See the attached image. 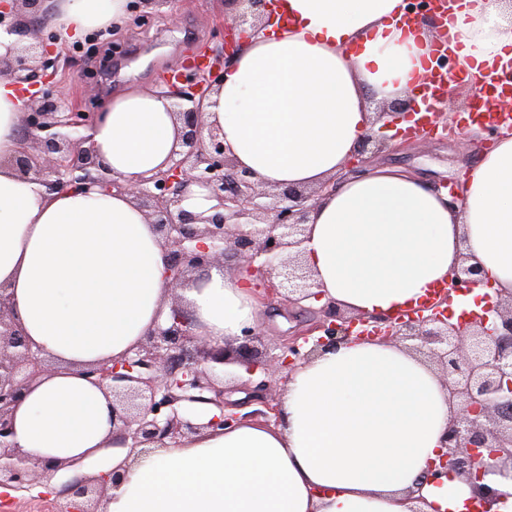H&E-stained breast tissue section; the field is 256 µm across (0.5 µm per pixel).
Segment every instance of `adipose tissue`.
<instances>
[{
    "instance_id": "1",
    "label": "adipose tissue",
    "mask_w": 512,
    "mask_h": 512,
    "mask_svg": "<svg viewBox=\"0 0 512 512\" xmlns=\"http://www.w3.org/2000/svg\"><path fill=\"white\" fill-rule=\"evenodd\" d=\"M129 0H46L60 40L122 31ZM406 0H274L248 31L205 120L263 185L319 187L304 258L342 308L391 316L422 304L461 257L481 283L454 299L512 292V132L465 169L461 198L394 167L349 174L359 141L376 130L368 102L421 101L437 68L436 32L408 24ZM448 52L480 85L512 67V0H450ZM26 99L0 78V286L23 335L53 362L13 413V449L35 461L80 460L112 470L99 512H468L472 487L428 463L452 415L439 374L405 346L347 341L293 371L280 420H249L147 448L112 444V398L80 376L117 360L169 312L165 248L124 193L54 192L12 165ZM112 177L166 170L180 144L173 101L131 87L102 105L89 131ZM244 276L211 270L182 289L199 334L214 343L256 326L261 306Z\"/></svg>"
}]
</instances>
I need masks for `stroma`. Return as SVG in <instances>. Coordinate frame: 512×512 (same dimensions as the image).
<instances>
[{"label":"stroma","instance_id":"1","mask_svg":"<svg viewBox=\"0 0 512 512\" xmlns=\"http://www.w3.org/2000/svg\"><path fill=\"white\" fill-rule=\"evenodd\" d=\"M228 9L227 0H143L140 22L130 23L112 36L113 41L128 45L127 54L104 62L99 56L79 51L76 42L65 43L61 51L71 54L76 66L59 72L56 79L70 98H84L86 111H100L112 94L131 85L158 86L172 68L181 66L201 48L219 44L212 20ZM491 138V133L465 129L451 138L433 133L399 151L376 154L371 163L402 168L434 186L455 183L464 168L489 147ZM308 319L305 313L293 319L275 305L264 306L257 349L294 334Z\"/></svg>","mask_w":512,"mask_h":512}]
</instances>
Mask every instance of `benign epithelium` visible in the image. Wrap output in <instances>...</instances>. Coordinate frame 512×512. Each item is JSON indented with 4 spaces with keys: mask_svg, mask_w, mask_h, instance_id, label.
Returning a JSON list of instances; mask_svg holds the SVG:
<instances>
[{
    "mask_svg": "<svg viewBox=\"0 0 512 512\" xmlns=\"http://www.w3.org/2000/svg\"><path fill=\"white\" fill-rule=\"evenodd\" d=\"M236 13L224 18V43L206 49L204 65L186 66L176 81L167 84L182 126L181 150L165 171L133 184L109 176L90 137L98 112L64 106V94L52 68V38L19 45L0 55V77L26 86L30 100L22 113L21 147L14 157L16 169L49 191L75 188L129 194L142 208L167 250L166 277L171 289L182 287L190 272L213 267L245 270L259 280L264 297L278 298L285 306L312 309L324 297L314 272L305 263L302 245L307 241L309 213L315 196L335 188L326 182L307 192L285 187L275 194L264 190L252 172L241 168L224 146V132L206 126L202 104L220 88L225 66L234 53V36L257 27L267 0H233ZM25 27L19 9L0 10V30L19 34ZM407 104L392 105L378 113L394 120L393 129L408 116ZM397 134L366 135L355 150L358 165L368 155L398 149ZM206 191L216 201L210 214L182 207L192 188ZM480 269L462 259L452 270L447 287L437 299L412 314L394 318L348 315L329 300L315 310L319 318L283 340L275 349L260 353L252 342L258 332L243 330L239 344H214L197 334L187 312L175 303L164 324L157 326L134 349L118 360L92 364L81 375L112 393V431L116 444L140 448L206 429H224L242 419V403L225 398L226 388L217 379L215 365L238 364L249 377L259 376L252 400L262 404L254 411L267 419L279 418V403L265 395L267 377L288 375L313 355L352 338L376 337L399 343L435 361L443 373L448 399L454 405L443 438L447 452L432 466L438 477L448 469L474 483L481 512L495 491L480 484L479 464L484 451L512 468V296L472 312L465 322H451L453 297L478 285ZM47 359L31 350L15 318L13 302L0 287V487L25 490L39 483L42 474L28 460L9 451L12 412L23 391L47 372ZM194 404L212 405L221 415L195 423L182 415ZM120 475L80 477L61 492L80 500L71 512H98L97 498L107 494L108 483Z\"/></svg>",
    "mask_w": 512,
    "mask_h": 512,
    "instance_id": "obj_1",
    "label": "benign epithelium"
}]
</instances>
